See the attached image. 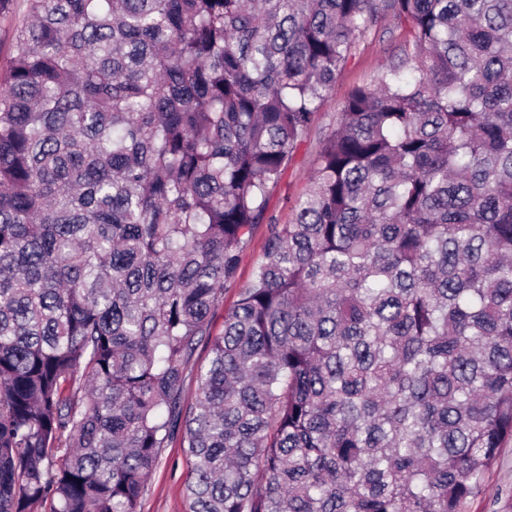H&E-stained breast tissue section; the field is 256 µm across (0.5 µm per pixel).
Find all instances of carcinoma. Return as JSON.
I'll return each mask as SVG.
<instances>
[{"label": "carcinoma", "instance_id": "carcinoma-1", "mask_svg": "<svg viewBox=\"0 0 512 512\" xmlns=\"http://www.w3.org/2000/svg\"><path fill=\"white\" fill-rule=\"evenodd\" d=\"M388 18L397 59L212 335ZM176 437L186 512L480 492L512 447V0H25L0 72V512H139ZM404 37L405 31L392 19H386L358 44L354 56L337 75L319 111L312 116L306 141L295 152L279 184L271 192L266 219L258 224L241 254L236 285L224 290L223 302L212 317L214 335L223 331L224 312L234 306L239 288L251 280L255 266L263 257L269 224H289L294 220L295 203L304 193L312 175L319 141L336 122L342 102L353 88L370 83L377 71L390 63L399 52Z\"/></svg>", "mask_w": 512, "mask_h": 512}]
</instances>
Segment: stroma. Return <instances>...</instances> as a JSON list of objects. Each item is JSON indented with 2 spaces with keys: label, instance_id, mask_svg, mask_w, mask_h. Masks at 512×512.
<instances>
[{
  "label": "stroma",
  "instance_id": "35a3bbf8",
  "mask_svg": "<svg viewBox=\"0 0 512 512\" xmlns=\"http://www.w3.org/2000/svg\"><path fill=\"white\" fill-rule=\"evenodd\" d=\"M404 37V30L395 21L381 22L376 31L358 44L354 56L337 75L319 111L312 116L306 141L271 192L265 223L256 227L241 254L237 284L225 290L223 301L212 317L213 333L223 331L225 311L236 303L240 286L251 280L255 266L263 257L270 225L294 220L295 203L312 175L319 142L334 125L344 99L353 88L370 83L377 71L390 63ZM189 469L180 442H170L147 482L139 512H185L184 486ZM466 512H512V447L504 449L499 464L485 473L481 490L468 501Z\"/></svg>",
  "mask_w": 512,
  "mask_h": 512
}]
</instances>
